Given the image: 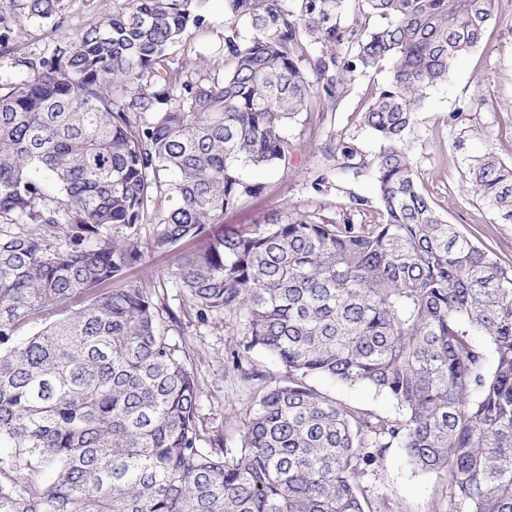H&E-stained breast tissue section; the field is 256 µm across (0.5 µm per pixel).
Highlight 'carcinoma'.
Wrapping results in <instances>:
<instances>
[{"mask_svg":"<svg viewBox=\"0 0 512 512\" xmlns=\"http://www.w3.org/2000/svg\"><path fill=\"white\" fill-rule=\"evenodd\" d=\"M204 3L112 0L51 52L19 56L26 25L65 26L64 0H0V57L25 72L0 84V224L19 227L0 230V448L14 462L0 512H392L360 483L390 448L444 477L445 512H512V267L436 212L406 143L428 92L482 42L492 0H224V73L206 83L173 56ZM384 63L361 113L379 142L376 209L278 213L176 271L199 321L222 315L240 337L224 369L253 395L240 449L206 448L199 385L124 275L261 195L245 170L288 165L284 129L314 96L336 101ZM468 174L511 224L512 163L485 154ZM59 233L69 247L52 250ZM76 296L88 304L20 334ZM320 380L393 410L339 402Z\"/></svg>","mask_w":512,"mask_h":512,"instance_id":"obj_1","label":"carcinoma"}]
</instances>
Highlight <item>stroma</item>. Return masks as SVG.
Segmentation results:
<instances>
[{
	"label": "stroma",
	"mask_w": 512,
	"mask_h": 512,
	"mask_svg": "<svg viewBox=\"0 0 512 512\" xmlns=\"http://www.w3.org/2000/svg\"><path fill=\"white\" fill-rule=\"evenodd\" d=\"M205 15L206 27L192 32L174 56L194 78L206 80L223 73L228 30L224 0H207ZM387 76L384 67L358 75L337 101L311 106L287 126L290 161L262 173L266 190L261 198L239 202L225 212L223 223L209 225L205 237L167 253H146L126 276L128 283L151 293L162 334L198 382V425L205 447L238 449L241 419L251 400L236 378L224 372V360L236 337L226 335L223 317L198 322L188 293L174 276L177 265L225 227L260 224L286 208L331 215L354 197H372L369 162L379 144L360 123L359 114ZM407 141L419 183L440 215L492 251L502 265L512 266V224L498 221L468 192L466 178L472 157L489 152L512 162V0H495L483 42L457 60L447 84L430 91ZM340 144L354 149L351 166H344L336 150ZM319 178L324 184L318 189L314 183ZM361 483L372 499L387 500L403 512H432L436 502L446 499L443 478L410 470L395 448Z\"/></svg>",
	"instance_id": "stroma-1"
}]
</instances>
